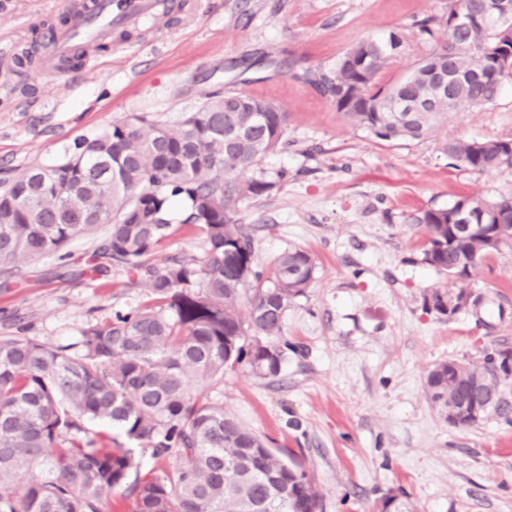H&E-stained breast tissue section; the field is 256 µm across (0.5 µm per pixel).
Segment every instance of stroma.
<instances>
[{"label":"stroma","instance_id":"35a3bbf8","mask_svg":"<svg viewBox=\"0 0 512 512\" xmlns=\"http://www.w3.org/2000/svg\"><path fill=\"white\" fill-rule=\"evenodd\" d=\"M70 2L0 0V38L26 55ZM185 2L128 38L112 35L81 68L0 65V178L56 164L76 140L133 114L177 129L218 90L276 102L288 114V145L258 170L288 178L240 204L238 219L261 268L298 247L314 257L316 281L287 312L294 351L279 377L239 365L199 393L273 452L292 453L322 495L319 512H373L397 487L412 512H512V378L503 410L465 429L441 419L424 392L435 363H478L512 347V244L460 281L425 263L416 222L463 195H512V165L479 172L443 151L456 138L512 140V79L494 103L451 114L435 137L384 142L351 126L301 75L327 70L360 40L399 31L406 41L381 79L399 78L438 47L439 36L419 24L446 14L450 0ZM206 249L199 230L183 227L145 262L199 264ZM18 266L10 288H0V336L21 330L46 346L74 343L152 298L121 268L77 279L55 254ZM434 288H465L483 303L448 320L424 306Z\"/></svg>","mask_w":512,"mask_h":512}]
</instances>
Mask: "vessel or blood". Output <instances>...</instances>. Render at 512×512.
Returning a JSON list of instances; mask_svg holds the SVG:
<instances>
[{"label": "vessel or blood", "instance_id": "vessel-or-blood-1", "mask_svg": "<svg viewBox=\"0 0 512 512\" xmlns=\"http://www.w3.org/2000/svg\"><path fill=\"white\" fill-rule=\"evenodd\" d=\"M160 8V0H96L93 12L72 14L68 26L54 34L44 48L43 65L54 68L78 47L107 38L113 24H144L157 17Z\"/></svg>", "mask_w": 512, "mask_h": 512}]
</instances>
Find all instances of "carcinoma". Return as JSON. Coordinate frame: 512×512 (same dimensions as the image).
Here are the masks:
<instances>
[{
    "label": "carcinoma",
    "instance_id": "obj_1",
    "mask_svg": "<svg viewBox=\"0 0 512 512\" xmlns=\"http://www.w3.org/2000/svg\"><path fill=\"white\" fill-rule=\"evenodd\" d=\"M487 0H451L437 18L443 44L407 75L380 82L404 34L357 42L333 68L308 82L329 97L347 121L387 141L427 139L462 106L493 102L512 78V39L486 16ZM467 23L454 27V16ZM447 63L455 81L450 102L431 112H404L407 101L438 99L430 68ZM241 90L209 95L177 132L133 115L91 138L79 139L56 164L34 166L0 180V275L15 263L67 252L81 236L100 235L88 267L104 275L125 267L149 281L153 302L86 329L72 345L45 346L0 336V512H100L105 491L124 486L141 467L137 447L175 458L164 475L131 485L133 512H318L321 494L294 460L271 452L255 431L224 408L195 394V386L244 364L263 378L288 360V309L307 296L316 264L304 249L280 254L269 273L257 269L252 237L238 207L270 193L287 177H245L266 154L287 142L288 113ZM443 151L481 172L512 165V140L455 139ZM464 210L475 227L456 233L451 216ZM179 224L200 230L203 265L174 260L162 268L143 258ZM424 225V261L453 276L476 268L512 241V197L461 196L416 218ZM504 225L497 246L488 232ZM465 290L434 288L424 305L448 315V301ZM247 305L248 317L240 307ZM501 351L479 364L446 360L427 373L428 402L444 418L458 401L497 410ZM89 421L116 425V436L90 434ZM41 467L22 488L19 471ZM376 512H410L406 493L390 489Z\"/></svg>",
    "mask_w": 512,
    "mask_h": 512
}]
</instances>
